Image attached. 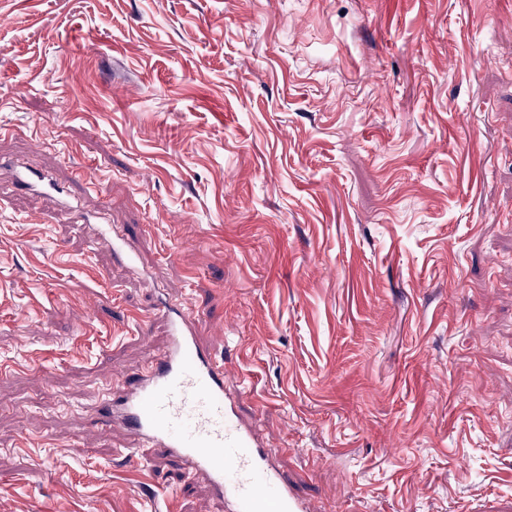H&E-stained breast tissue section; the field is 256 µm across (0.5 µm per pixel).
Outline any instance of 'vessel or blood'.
<instances>
[{
	"label": "vessel or blood",
	"mask_w": 512,
	"mask_h": 512,
	"mask_svg": "<svg viewBox=\"0 0 512 512\" xmlns=\"http://www.w3.org/2000/svg\"><path fill=\"white\" fill-rule=\"evenodd\" d=\"M170 346L144 377L123 387L119 412L149 447L179 458L205 477L228 512H310L287 473L270 463L254 430L245 426L224 387V362L199 341L188 304L163 303Z\"/></svg>",
	"instance_id": "obj_1"
}]
</instances>
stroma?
Here are the masks:
<instances>
[{
  "mask_svg": "<svg viewBox=\"0 0 512 512\" xmlns=\"http://www.w3.org/2000/svg\"><path fill=\"white\" fill-rule=\"evenodd\" d=\"M1 157L0 512H225L164 300L315 512H512V0H0Z\"/></svg>",
  "mask_w": 512,
  "mask_h": 512,
  "instance_id": "35a3bbf8",
  "label": "stroma"
}]
</instances>
